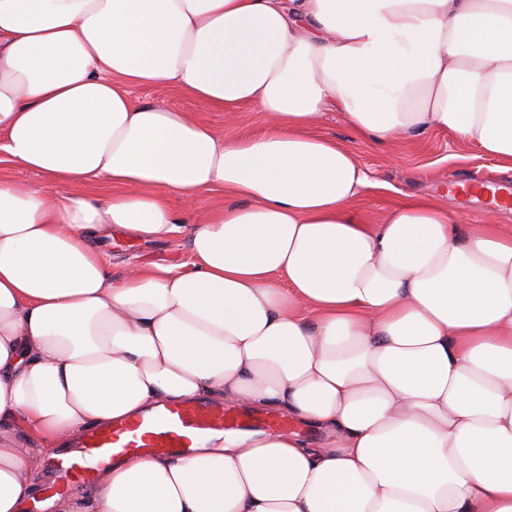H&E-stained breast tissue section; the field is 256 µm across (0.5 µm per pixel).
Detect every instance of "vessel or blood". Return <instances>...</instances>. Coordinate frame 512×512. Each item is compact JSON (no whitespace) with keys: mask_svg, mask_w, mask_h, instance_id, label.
Returning <instances> with one entry per match:
<instances>
[{"mask_svg":"<svg viewBox=\"0 0 512 512\" xmlns=\"http://www.w3.org/2000/svg\"><path fill=\"white\" fill-rule=\"evenodd\" d=\"M461 193L485 196L490 205L512 204V185L507 183L493 190L480 185L466 186ZM276 425L273 419L259 422L201 401L165 406L80 435L74 447L58 459L57 467L68 479L87 481L125 454L185 453L214 434L232 429H267Z\"/></svg>","mask_w":512,"mask_h":512,"instance_id":"obj_1","label":"vessel or blood"}]
</instances>
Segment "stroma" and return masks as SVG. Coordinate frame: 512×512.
Instances as JSON below:
<instances>
[{"label":"stroma","instance_id":"stroma-1","mask_svg":"<svg viewBox=\"0 0 512 512\" xmlns=\"http://www.w3.org/2000/svg\"><path fill=\"white\" fill-rule=\"evenodd\" d=\"M129 96L138 106L162 104L192 113L221 137L243 138L264 129L263 115L253 106L235 112L212 111L173 89L155 86L130 88ZM319 129L348 145L370 173L375 185L366 189L359 206L375 219L383 217L403 193L434 197L454 213L458 223L476 224L485 211L484 201H461L450 194V186L471 179L512 181V171H500L494 159L477 148L462 145L448 131L418 130L404 140L375 142L360 138L344 113L335 110L326 112ZM100 244L117 270L131 263L181 268L191 261L188 246L179 237L153 242L115 237L101 239Z\"/></svg>","mask_w":512,"mask_h":512}]
</instances>
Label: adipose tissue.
<instances>
[{"label":"adipose tissue","instance_id":"obj_1","mask_svg":"<svg viewBox=\"0 0 512 512\" xmlns=\"http://www.w3.org/2000/svg\"><path fill=\"white\" fill-rule=\"evenodd\" d=\"M332 108L512 170V0H0V152L56 186L0 179V512H512V229L413 195L362 218ZM98 234L191 262L116 275ZM202 397L321 438L228 430L47 494L73 432ZM132 102L138 106L166 105L208 124L220 136L248 137L264 130L262 112L254 106H243L238 112H217L200 106L194 100L168 87L142 86L129 89Z\"/></svg>","mask_w":512,"mask_h":512}]
</instances>
